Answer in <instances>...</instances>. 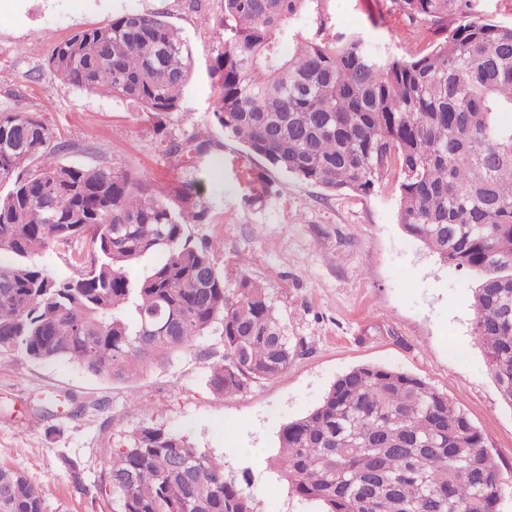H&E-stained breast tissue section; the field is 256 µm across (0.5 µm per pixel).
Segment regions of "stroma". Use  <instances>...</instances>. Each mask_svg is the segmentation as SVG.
I'll list each match as a JSON object with an SVG mask.
<instances>
[{"mask_svg":"<svg viewBox=\"0 0 512 512\" xmlns=\"http://www.w3.org/2000/svg\"><path fill=\"white\" fill-rule=\"evenodd\" d=\"M326 9L336 30L364 32L403 61L436 40L430 24L409 19L395 0H327ZM125 13L160 14L191 44L195 75L179 112L163 121L55 80L47 68L54 43ZM203 13L210 25L201 24ZM223 14L224 0H0V109L39 113L70 145L59 163L142 175L170 201L196 177L199 191L185 208L204 219L190 224L191 236L212 244L228 288L245 278L265 289L298 350L279 376L232 396L208 384L224 353L215 334L127 380L0 354V465L49 487L46 512H112L101 451L126 447L147 423L223 457L226 478L259 512H319L280 478L278 432L316 407L338 376L381 366L446 393L488 435L509 485L500 512H512V406L472 332L476 276L404 230L396 169L370 193L333 192L268 168L225 135L213 120L209 75ZM171 141L183 152L168 153Z\"/></svg>","mask_w":512,"mask_h":512,"instance_id":"1","label":"stroma"}]
</instances>
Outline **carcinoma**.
Returning <instances> with one entry per match:
<instances>
[{"mask_svg":"<svg viewBox=\"0 0 512 512\" xmlns=\"http://www.w3.org/2000/svg\"><path fill=\"white\" fill-rule=\"evenodd\" d=\"M326 0H224L210 67L213 118L270 168L367 194L399 170V222L478 276L473 333L512 406V24L471 19L469 0H397L439 35L401 62L361 32L332 29ZM459 19L448 27V11ZM55 78L169 117L194 74L191 46L157 15L124 14L55 44ZM68 148L36 112L0 111V353L136 376L217 332L209 384L224 396L284 372L293 350L264 289L224 285L198 213L110 166L55 160ZM64 254L67 277L47 257ZM149 260L137 277L132 268ZM488 437L419 377L353 368L279 432L281 477L321 512H500ZM109 459L114 512H257L224 461L143 427ZM194 465L191 475L178 462ZM47 487L0 468V512H44Z\"/></svg>","mask_w":512,"mask_h":512,"instance_id":"obj_1","label":"carcinoma"}]
</instances>
